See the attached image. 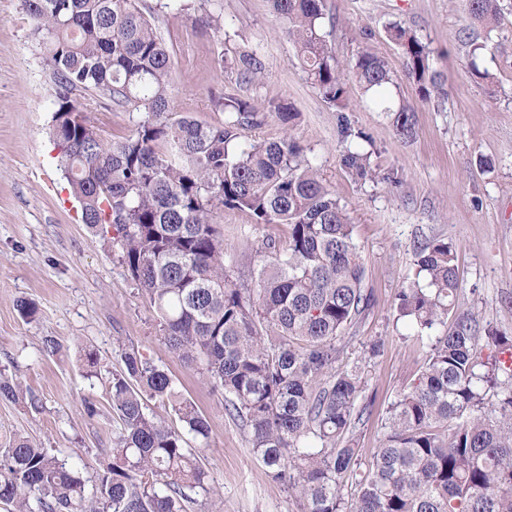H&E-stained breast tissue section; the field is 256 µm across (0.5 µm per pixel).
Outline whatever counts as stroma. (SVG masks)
<instances>
[{
	"label": "stroma",
	"instance_id": "1",
	"mask_svg": "<svg viewBox=\"0 0 512 512\" xmlns=\"http://www.w3.org/2000/svg\"><path fill=\"white\" fill-rule=\"evenodd\" d=\"M471 0H324L325 36L348 59L367 50L393 73L390 95L416 109V133L397 135L389 113L374 109L356 82L348 84L346 114L361 140L338 134V111L308 80L294 43L267 0H141L174 62L173 109L202 122L224 114L216 100L231 94L250 102L290 104L294 133L307 158L336 190L354 225L371 306L338 340L340 361L359 365L363 402L371 414L352 434L370 462L387 433V408L417 379L428 348L400 319L396 295L416 279L415 251L433 238L457 255V315L512 336V0H501L498 28L471 22ZM409 29L433 51L444 79L443 105L422 102L403 70L389 25ZM21 0H0V370L40 398V410L0 400V448L17 435L80 470L112 446L117 426L108 383L121 351L137 348L175 379L205 415L211 440L200 456L208 474L198 500L213 512H298L294 492L269 476L252 453L247 432L224 409V397L163 342L154 315L137 294L110 236L87 227L58 166L51 137L55 86ZM486 44L480 80L468 67V42ZM254 55L261 83L223 61ZM372 151L398 184L361 183L341 163L346 150ZM490 165L480 168L479 158ZM224 261L252 265L261 240H287L288 228L257 224L224 210ZM28 300L37 312L20 315ZM61 349L44 354L46 338ZM379 343L370 355V343ZM101 373L87 377L84 349ZM93 403L96 415L85 405Z\"/></svg>",
	"mask_w": 512,
	"mask_h": 512
}]
</instances>
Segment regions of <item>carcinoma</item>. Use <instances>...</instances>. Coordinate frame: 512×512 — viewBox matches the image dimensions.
Listing matches in <instances>:
<instances>
[{
	"instance_id": "obj_1",
	"label": "carcinoma",
	"mask_w": 512,
	"mask_h": 512,
	"mask_svg": "<svg viewBox=\"0 0 512 512\" xmlns=\"http://www.w3.org/2000/svg\"><path fill=\"white\" fill-rule=\"evenodd\" d=\"M286 23L308 79L328 105L344 111L346 77L382 112L397 135L415 133L413 106L387 95L393 72L384 57L336 58L322 25L323 0H269ZM499 0H472L471 19L499 23ZM55 85L52 135L60 169L80 203L83 223L112 235L136 289L156 314L171 351L224 395V409L247 430L271 478L299 495V512H512V336L496 328L479 338L466 320L428 337L429 351L410 389L388 410V432L362 466L352 425L365 381L358 366L336 367L341 332L371 305L354 225L336 191L292 133L296 113L281 101L259 108L226 96L224 120L203 123L171 107L173 61L136 0H22ZM419 99L440 94L443 76L431 49L394 25ZM481 46L469 51L475 76ZM257 80L242 55L224 61ZM92 92L128 112L132 128L104 141L76 95ZM283 135H251L268 115ZM344 166L362 182L397 183L371 152L347 151ZM236 209L256 224H285L288 244L266 238L258 261L237 273L224 264L217 214ZM423 281L398 295L400 315L430 330L455 315L452 246L434 239L416 250ZM109 383L117 430L95 473L66 467L27 437L0 450V504L9 512H190L207 472L194 439L210 426L173 377L135 348L121 354ZM495 397L494 413L483 411ZM0 399L40 408V399L0 373ZM175 412L183 429L154 413ZM354 487L346 498L342 490Z\"/></svg>"
}]
</instances>
